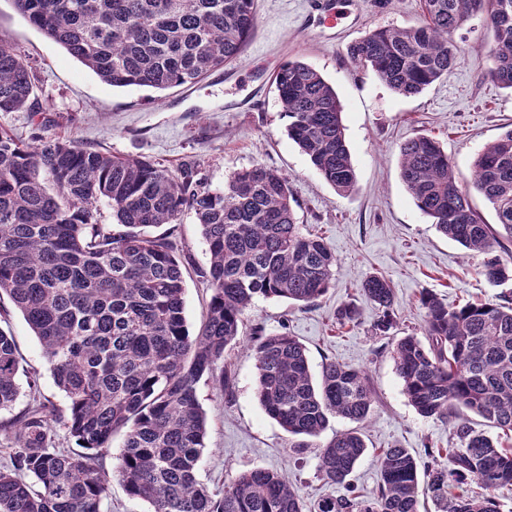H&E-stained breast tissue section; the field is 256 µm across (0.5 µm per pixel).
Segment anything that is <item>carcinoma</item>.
<instances>
[{
  "mask_svg": "<svg viewBox=\"0 0 512 512\" xmlns=\"http://www.w3.org/2000/svg\"><path fill=\"white\" fill-rule=\"evenodd\" d=\"M18 13L108 86L164 91L199 82L237 60L256 23L255 0H13ZM421 23L381 27L351 43L347 57L392 91L412 97L448 77L461 61L453 35L475 16L494 33L488 76L512 90V0H421ZM35 82L20 51L0 40V112H32ZM288 118V137L341 193L355 185L335 88L312 65L288 60L273 74ZM400 177L438 232L488 255L482 275L512 281V266L494 254L512 240V128L477 154L472 187L494 209L484 222L456 181L440 143L417 136L400 146ZM288 180L261 164L232 173L221 187L146 156L114 155L72 141L41 138L28 147L0 131V297L21 312L44 348L55 384L67 398L58 412L40 403L15 415L10 466L0 469V512H102L110 476L150 512H418L419 493L435 512H502L512 490V451L482 431L512 432V303L467 302L450 308L422 296L426 340L400 337L393 360L402 389L424 418L453 420L459 446L430 451L419 471L408 449L377 457L380 484L371 498L349 492L307 505L284 472L252 468L224 489L197 478L206 418L197 384L231 392L224 356L258 298L308 305L332 285L336 256L296 219ZM112 209L122 230L98 223ZM190 210L210 253L213 290L206 321L192 335L185 316L181 262L173 246L146 229L173 224ZM380 311L379 335L395 325L394 288L372 275L361 285ZM256 394L265 413L313 447L330 419L354 423L370 414L366 372L335 361L315 379L305 346L286 332H256ZM20 356L0 329V413L20 388ZM59 425L80 447L52 446ZM126 432L112 475L98 461L114 432ZM367 446L359 429L321 446L318 472L345 483ZM478 480L480 497L456 494Z\"/></svg>",
  "mask_w": 512,
  "mask_h": 512,
  "instance_id": "1",
  "label": "carcinoma"
}]
</instances>
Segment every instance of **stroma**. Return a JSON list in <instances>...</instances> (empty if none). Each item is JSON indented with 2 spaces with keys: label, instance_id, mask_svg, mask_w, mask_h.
Wrapping results in <instances>:
<instances>
[{
  "label": "stroma",
  "instance_id": "1",
  "mask_svg": "<svg viewBox=\"0 0 512 512\" xmlns=\"http://www.w3.org/2000/svg\"><path fill=\"white\" fill-rule=\"evenodd\" d=\"M257 2V25L238 60L197 85L157 92L104 84L28 24L13 0H0V38L21 51L36 76L34 112H0V129L26 145L45 136L116 155L147 156L175 173L191 164L197 177L215 186L255 164L286 176L298 222L321 235L336 255L333 285L306 307L276 298L255 301L241 331L243 341L225 361L232 396L209 383L198 385L207 420L198 478L215 491L239 472L260 467L287 473L308 502L337 492L319 476L316 449L295 452L257 399L255 358L246 342L261 326L299 339L312 373L328 360L367 370L375 395L367 421L359 426L367 455L348 481L359 495L370 497L379 484L376 457L383 449H409L424 466L426 446L444 448L452 438L451 422L417 414L395 371L396 340L424 334L421 296L431 293L457 307L496 302L512 292V283L488 282L481 273L482 255L444 237L417 209L400 178L399 147L416 136L437 139L462 187H470L477 154L512 129V91L486 75L493 33L484 18L455 34L462 59L448 78L405 98L371 71L354 66L346 48L370 30L418 24L420 0H355L350 18L333 28L318 20L316 0ZM294 59L318 69L341 100L356 172L349 193H337L287 135L272 75L280 63ZM156 232L176 247L187 325L198 333L212 294L201 228L188 211ZM375 274L390 279L395 290L396 325L385 336L376 335L379 312L361 292L362 282ZM347 303L359 308L358 324L339 325L337 311ZM0 328L11 333L21 356L15 411L37 400L65 408L43 347L6 298L0 300ZM31 374L39 377L34 392L27 386Z\"/></svg>",
  "mask_w": 512,
  "mask_h": 512
}]
</instances>
